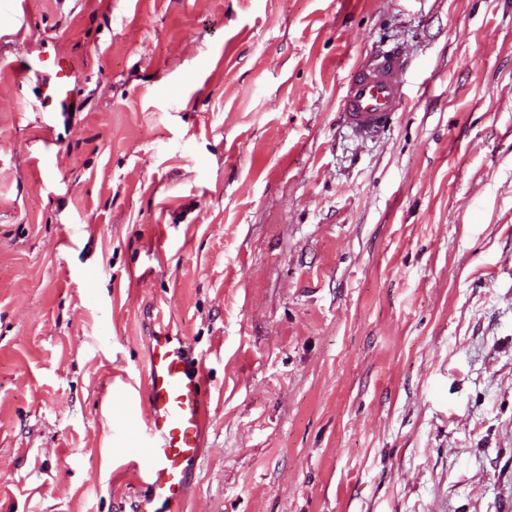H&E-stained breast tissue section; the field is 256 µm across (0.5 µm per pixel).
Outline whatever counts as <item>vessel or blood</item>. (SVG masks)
<instances>
[{
	"instance_id": "vessel-or-blood-1",
	"label": "vessel or blood",
	"mask_w": 512,
	"mask_h": 512,
	"mask_svg": "<svg viewBox=\"0 0 512 512\" xmlns=\"http://www.w3.org/2000/svg\"><path fill=\"white\" fill-rule=\"evenodd\" d=\"M407 68L398 50L379 54L344 86L342 120L363 139L386 128L405 96L400 77ZM205 367L188 358L181 341L168 333L153 338L145 385L146 411H130L123 433L143 504L180 503L187 473L200 455L207 417Z\"/></svg>"
}]
</instances>
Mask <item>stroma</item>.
<instances>
[{
	"label": "stroma",
	"mask_w": 512,
	"mask_h": 512,
	"mask_svg": "<svg viewBox=\"0 0 512 512\" xmlns=\"http://www.w3.org/2000/svg\"><path fill=\"white\" fill-rule=\"evenodd\" d=\"M161 330L174 512H512V0H0V512H134ZM406 68L404 55L393 49L379 54L346 82L340 110L356 136L373 138L390 124L405 96L400 76ZM205 367L192 362L182 342L166 332L153 336L145 385L146 412L128 413L123 434L126 454L144 492L142 510L150 503L171 506L186 493L187 473L200 455L207 417Z\"/></svg>",
	"instance_id": "obj_1"
}]
</instances>
